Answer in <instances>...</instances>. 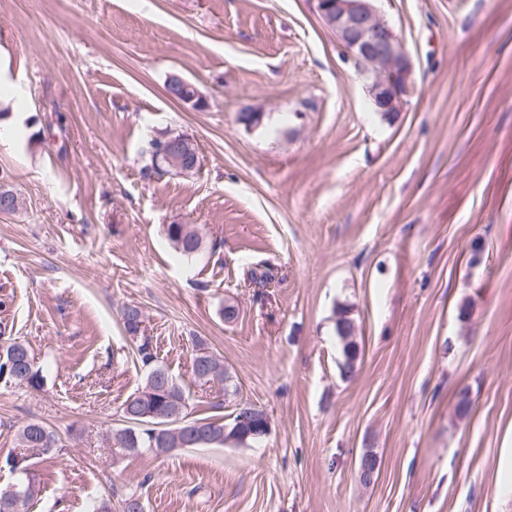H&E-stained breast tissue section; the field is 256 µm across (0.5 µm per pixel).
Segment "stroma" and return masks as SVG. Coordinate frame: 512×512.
I'll use <instances>...</instances> for the list:
<instances>
[{
    "label": "stroma",
    "instance_id": "stroma-1",
    "mask_svg": "<svg viewBox=\"0 0 512 512\" xmlns=\"http://www.w3.org/2000/svg\"><path fill=\"white\" fill-rule=\"evenodd\" d=\"M375 7L412 63L391 117L315 0H0V97L26 112L0 120L22 201L0 214V334L46 377L0 382V459L30 421L60 440L29 453L28 512H512V0ZM173 73L204 109L168 97ZM167 133L195 142L192 174L149 169ZM170 224L206 248L181 256ZM128 304L195 416L249 402L269 434L115 453L145 378ZM201 341L235 392L194 381ZM346 314L347 312L344 310L339 313L336 321V332L342 342L343 362L340 364V371L343 376L349 377L354 373L359 352L356 343L352 339L353 323Z\"/></svg>",
    "mask_w": 512,
    "mask_h": 512
}]
</instances>
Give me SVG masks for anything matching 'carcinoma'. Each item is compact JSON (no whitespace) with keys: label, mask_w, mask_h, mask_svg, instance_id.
<instances>
[{"label":"carcinoma","mask_w":512,"mask_h":512,"mask_svg":"<svg viewBox=\"0 0 512 512\" xmlns=\"http://www.w3.org/2000/svg\"><path fill=\"white\" fill-rule=\"evenodd\" d=\"M166 235L176 252L193 256L202 249V238L191 224H170ZM121 320L125 332L136 347V356L146 370L144 383L121 404L120 412L125 426L111 433L108 442L125 451H149L157 455L171 449L222 446L226 441L238 444L261 439L262 425L268 421L266 412L250 403L236 408L232 421L216 416L193 417L189 411L188 396L184 388L169 372L157 364L150 338L140 335L144 314L136 305L122 309ZM354 326L346 311L339 313L336 332L342 342L343 362L340 371L349 377L354 373L358 357L352 339ZM192 375L203 383L218 381L229 390L231 376L217 362V358L201 346L192 359ZM0 381L25 386L33 391L44 388L42 369L36 366L28 347L17 340L0 336ZM21 448H37L50 454L58 447L59 439L44 424L31 421L22 426L16 435ZM9 470L18 476L17 491L23 495L22 507H27L37 494L29 459L21 454H9L4 460Z\"/></svg>","instance_id":"1"}]
</instances>
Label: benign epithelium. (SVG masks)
Returning <instances> with one entry per match:
<instances>
[{
    "label": "benign epithelium",
    "instance_id": "1",
    "mask_svg": "<svg viewBox=\"0 0 512 512\" xmlns=\"http://www.w3.org/2000/svg\"><path fill=\"white\" fill-rule=\"evenodd\" d=\"M316 10L369 78L368 92L375 110L385 115L400 111L411 87L412 65L373 0H316ZM195 153L193 141L184 138L162 148L160 155L176 162Z\"/></svg>",
    "mask_w": 512,
    "mask_h": 512
}]
</instances>
